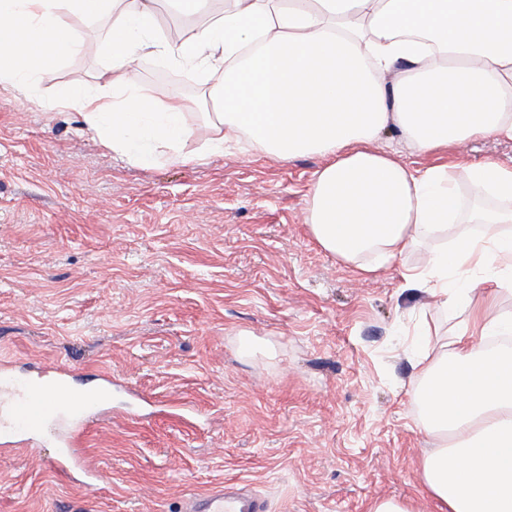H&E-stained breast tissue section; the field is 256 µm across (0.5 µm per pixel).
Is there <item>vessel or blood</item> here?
<instances>
[{"label": "vessel or blood", "mask_w": 512, "mask_h": 512, "mask_svg": "<svg viewBox=\"0 0 512 512\" xmlns=\"http://www.w3.org/2000/svg\"><path fill=\"white\" fill-rule=\"evenodd\" d=\"M68 375V369H60L53 385L41 386L31 374L0 367V393L9 396L7 424L0 426L1 455L14 452L19 436L37 446L50 439L58 451L47 458L49 468L68 475L79 467L75 449L85 429L97 422L101 402L91 396L74 397ZM183 512H265V503L256 495H244L220 483L190 497Z\"/></svg>", "instance_id": "vessel-or-blood-1"}]
</instances>
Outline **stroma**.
Here are the masks:
<instances>
[{"mask_svg":"<svg viewBox=\"0 0 512 512\" xmlns=\"http://www.w3.org/2000/svg\"><path fill=\"white\" fill-rule=\"evenodd\" d=\"M223 8L186 15L158 0L157 33L184 44ZM69 21L89 51L28 94L0 88V365L48 378L63 366L78 389L109 371L144 399L113 392L85 432L95 488L46 468L52 446L0 458V512H181L221 482L246 485L266 512H365L377 497L429 512L419 469L433 439L398 341L419 318L443 335L462 317L403 289L401 272L441 238L361 275L305 222L323 158L208 151L219 132L206 75L150 49L130 65L135 91L184 102L188 160H122L54 106L112 65V16ZM376 146L414 169L450 164L469 215L495 202L466 168L512 165V141L493 138L427 154L386 130Z\"/></svg>","mask_w":512,"mask_h":512,"instance_id":"35a3bbf8","label":"stroma"}]
</instances>
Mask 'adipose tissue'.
Here are the masks:
<instances>
[{
	"mask_svg": "<svg viewBox=\"0 0 512 512\" xmlns=\"http://www.w3.org/2000/svg\"><path fill=\"white\" fill-rule=\"evenodd\" d=\"M155 0H128L106 35V79L126 99L81 85L60 106L82 132L145 166L178 151L191 130L184 106L133 93L131 62L144 50L219 72L210 94L224 129L211 150L248 136L289 159L317 154L305 221L318 242L364 274L447 233L462 213L447 165L410 169L372 144L387 128L424 153L475 138L512 140V0H227L224 15L174 47L155 36ZM113 0H0V87L29 92L86 44L68 20L109 14ZM470 181L504 201L479 211L480 235H461L406 269L408 287L466 312L448 344L422 324L406 349L417 368L419 424L438 445L420 478L436 512H512V312L476 301L512 294V166L467 167Z\"/></svg>",
	"mask_w": 512,
	"mask_h": 512,
	"instance_id": "1",
	"label": "adipose tissue"
}]
</instances>
